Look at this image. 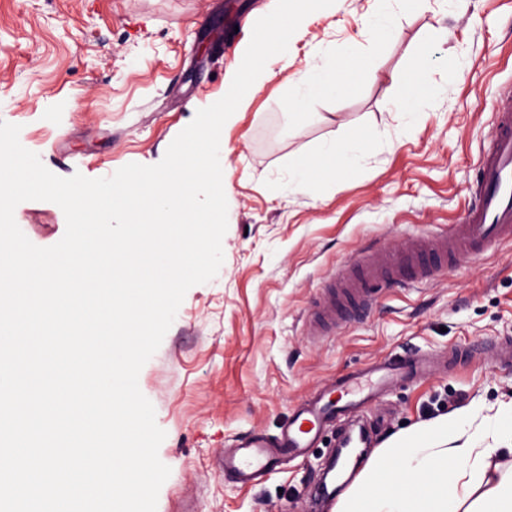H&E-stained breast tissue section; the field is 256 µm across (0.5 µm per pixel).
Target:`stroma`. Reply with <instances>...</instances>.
Wrapping results in <instances>:
<instances>
[{
    "label": "stroma",
    "instance_id": "1",
    "mask_svg": "<svg viewBox=\"0 0 512 512\" xmlns=\"http://www.w3.org/2000/svg\"><path fill=\"white\" fill-rule=\"evenodd\" d=\"M276 0H0V121L57 176H111L159 163L174 138L228 91L260 17ZM378 0H336L308 15L264 82L224 125V261L191 287L138 377L166 433L170 476L157 512H311L325 428L300 458L240 484L225 473L237 437H275L294 408L384 357L468 356L397 385L361 408L372 448L414 425L474 406L477 431L512 400V364L484 356L512 338V243L423 287H381L371 309L314 341L306 321L333 268L366 248L447 230L472 201L501 91L512 81V0H392L388 31L364 21ZM355 49L375 79L335 91L295 119V76ZM420 74L432 95L399 112L389 96ZM367 148L335 178L285 191L323 140ZM37 246L64 235L61 208L14 212Z\"/></svg>",
    "mask_w": 512,
    "mask_h": 512
}]
</instances>
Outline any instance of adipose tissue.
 Segmentation results:
<instances>
[{"mask_svg":"<svg viewBox=\"0 0 512 512\" xmlns=\"http://www.w3.org/2000/svg\"><path fill=\"white\" fill-rule=\"evenodd\" d=\"M336 86L329 64L301 72L289 112L301 118L308 106ZM355 141L323 142L315 156L293 174L295 185L317 182L336 172L337 159L358 161ZM467 407L409 429L369 459L341 496L336 512H512V479L501 460L512 457V402L505 404L492 444L458 442L457 426L473 416Z\"/></svg>","mask_w":512,"mask_h":512,"instance_id":"1","label":"adipose tissue"}]
</instances>
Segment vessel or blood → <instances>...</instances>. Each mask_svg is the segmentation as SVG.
<instances>
[{
  "mask_svg": "<svg viewBox=\"0 0 512 512\" xmlns=\"http://www.w3.org/2000/svg\"><path fill=\"white\" fill-rule=\"evenodd\" d=\"M473 194L472 204L446 233L360 252L332 274L325 297L312 315L311 335L324 336L336 329L349 308H370L376 286L426 285L449 269L512 242V86L495 113L491 142L480 158ZM425 372V365L412 358L369 363L334 383L337 398L322 392L297 407L278 440L260 434L234 439L224 450V469L247 484L272 468L278 456L305 453L327 424H335L338 436L346 437V425L357 410L382 391Z\"/></svg>",
  "mask_w": 512,
  "mask_h": 512,
  "instance_id": "b4317fda",
  "label": "vessel or blood"
}]
</instances>
